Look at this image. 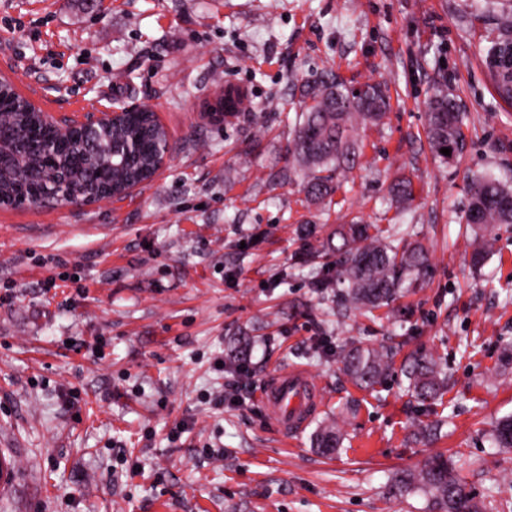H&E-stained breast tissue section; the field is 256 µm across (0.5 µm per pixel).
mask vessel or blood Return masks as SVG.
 I'll return each instance as SVG.
<instances>
[{
    "label": "vessel or blood",
    "instance_id": "obj_1",
    "mask_svg": "<svg viewBox=\"0 0 512 512\" xmlns=\"http://www.w3.org/2000/svg\"><path fill=\"white\" fill-rule=\"evenodd\" d=\"M262 402L270 418L284 433H296L317 410L319 389L300 370L276 373L265 384Z\"/></svg>",
    "mask_w": 512,
    "mask_h": 512
}]
</instances>
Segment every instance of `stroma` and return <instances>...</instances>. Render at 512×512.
<instances>
[{
    "instance_id": "35a3bbf8",
    "label": "stroma",
    "mask_w": 512,
    "mask_h": 512,
    "mask_svg": "<svg viewBox=\"0 0 512 512\" xmlns=\"http://www.w3.org/2000/svg\"><path fill=\"white\" fill-rule=\"evenodd\" d=\"M502 16L503 0H0V76L20 96L77 121L147 105L173 147L122 201L0 208V457L14 464L0 512H427L422 492H383L437 452L485 512H512V448L490 436L512 414V226L477 275L460 222L472 175L512 179V104L485 60ZM327 67L387 82L391 110L316 206L284 178L286 145L301 84ZM441 85L467 142L448 162L423 132ZM229 86L252 109L210 123ZM398 174L404 211L388 196ZM348 214L416 225L429 251L390 306L313 290L325 270L305 248ZM351 343L389 350L375 389L344 374ZM243 348L254 388L215 408ZM418 351L448 371L442 401L406 392ZM296 367L344 433L335 454L264 408V384ZM439 416L438 441L412 442ZM391 205L404 209L413 197L411 181L405 176L395 177L389 187Z\"/></svg>"
}]
</instances>
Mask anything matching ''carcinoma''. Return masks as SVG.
I'll return each instance as SVG.
<instances>
[{"label": "carcinoma", "mask_w": 512, "mask_h": 512, "mask_svg": "<svg viewBox=\"0 0 512 512\" xmlns=\"http://www.w3.org/2000/svg\"><path fill=\"white\" fill-rule=\"evenodd\" d=\"M512 36H500L492 41L486 58L498 56L491 68L499 92L512 99V58L507 48ZM365 97L354 98L349 86L331 69L324 70L301 89L303 108L297 115L294 136L288 142V180L299 181L301 191L312 203L332 199L349 180L352 170L363 155L357 130L383 121L390 110L388 87L377 81L366 82ZM224 118L246 108V97L234 89L227 90ZM20 97L10 89L0 94V129L14 136L18 149L30 158V174L19 177L14 170L0 174V195L9 198L15 207L38 206L45 193L63 191L66 183L94 185L100 198L112 196V190L123 184L147 179L155 164L151 152L133 158L115 176L103 179L96 175L107 155L88 147L89 137L76 129L64 148L55 146L59 134L43 123L32 109L18 105ZM462 114L455 99L444 89L437 90L427 103L425 112L426 137L432 151L444 157L441 149L451 154L465 147L461 130ZM124 142L139 139L145 144L164 140L165 129L149 116L128 115L109 132L101 128L94 135L97 147H112V138ZM390 202L405 208L413 197L411 181L395 177L389 187ZM463 219L478 242L472 254V265L483 266L485 253L492 247L493 230L498 224H512V184L492 175L471 179L468 204ZM412 225L396 224L381 228L374 224L351 221L336 228L341 244L322 246L327 254L336 255L335 276L317 281L323 292L337 283L342 286L344 303L378 308L391 301L405 288L415 284L428 266V254L418 243H395V237L412 236ZM343 370L356 385L373 389L385 378L387 353L373 346H351L342 351ZM408 390L416 399L425 402L441 397L448 389V375L443 366L430 354L413 355L405 368ZM317 447L333 452L341 445V433L336 426H325L315 436ZM493 443L498 448H512V416L500 419L494 429ZM414 489L431 494L429 512H481L471 491L454 475L448 459L441 455L428 458L418 468L401 472L387 488V496L398 500Z\"/></svg>", "instance_id": "carcinoma-1"}]
</instances>
